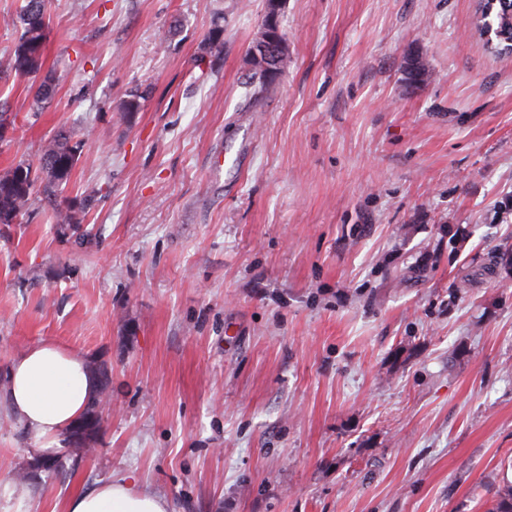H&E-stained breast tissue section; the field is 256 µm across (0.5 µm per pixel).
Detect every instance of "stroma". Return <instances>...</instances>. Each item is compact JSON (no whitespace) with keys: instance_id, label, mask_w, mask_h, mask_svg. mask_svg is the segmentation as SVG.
Instances as JSON below:
<instances>
[{"instance_id":"35a3bbf8","label":"stroma","mask_w":512,"mask_h":512,"mask_svg":"<svg viewBox=\"0 0 512 512\" xmlns=\"http://www.w3.org/2000/svg\"><path fill=\"white\" fill-rule=\"evenodd\" d=\"M22 3L0 171L75 129L90 234L37 205L0 238V379L51 341L108 367L112 411L75 470L18 485L39 441L0 397L15 498L131 476L171 512H487L512 484V56L474 0H284L254 104L264 0H50L68 76L41 109L5 71ZM286 41L280 37L279 31L276 34L269 32L264 34L263 43L260 46V53L253 50L252 57L254 61L260 63L263 68L271 69L270 65L274 60H278L286 47ZM249 56L250 51L248 53L247 64L250 68L249 70L251 82L249 84L251 85V88H253V92L249 99L251 100L252 98H254L255 101L258 97L268 93L277 77L281 75L282 72L285 71V69L288 68V54L285 57L281 58L278 67H275V70H272L271 72H266L263 69H257L253 67Z\"/></svg>"}]
</instances>
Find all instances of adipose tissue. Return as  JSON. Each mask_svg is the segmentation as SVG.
<instances>
[{
    "label": "adipose tissue",
    "instance_id": "ef3b65f1",
    "mask_svg": "<svg viewBox=\"0 0 512 512\" xmlns=\"http://www.w3.org/2000/svg\"><path fill=\"white\" fill-rule=\"evenodd\" d=\"M94 390L85 359L51 342L35 344L16 357L5 386L12 413L39 439L67 432L84 413ZM65 512H169V504L123 477L77 491Z\"/></svg>",
    "mask_w": 512,
    "mask_h": 512
}]
</instances>
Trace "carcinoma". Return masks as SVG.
Returning <instances> with one entry per match:
<instances>
[{
  "mask_svg": "<svg viewBox=\"0 0 512 512\" xmlns=\"http://www.w3.org/2000/svg\"><path fill=\"white\" fill-rule=\"evenodd\" d=\"M20 34L10 53L6 69L15 76L37 79L35 103L44 105L55 95L62 75L42 72L44 50L50 28L47 0H25L19 14ZM474 26L482 33L493 27L496 43L492 52L512 54V0H497L475 11ZM288 68V57L271 72L250 67L251 97L256 99L270 90L277 77ZM84 140L76 132L59 130L40 146L38 164L19 159L0 174V236L8 237L11 227L31 210L35 200L44 202L63 234L77 239L88 236L79 211L63 196L72 171L77 165Z\"/></svg>",
  "mask_w": 512,
  "mask_h": 512,
  "instance_id": "carcinoma-1",
  "label": "carcinoma"
}]
</instances>
